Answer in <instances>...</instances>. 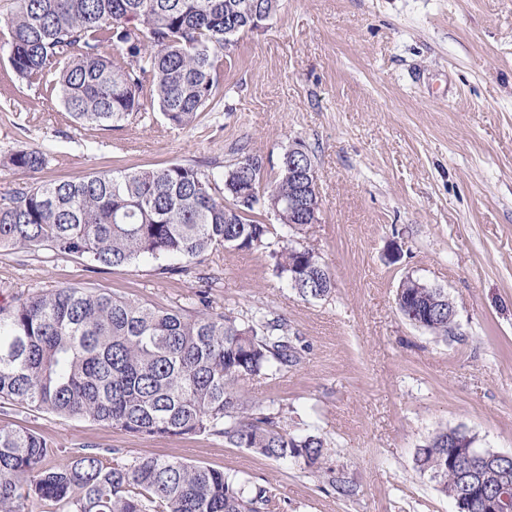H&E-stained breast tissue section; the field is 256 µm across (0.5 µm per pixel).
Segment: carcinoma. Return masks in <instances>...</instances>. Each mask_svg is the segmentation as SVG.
Instances as JSON below:
<instances>
[{"instance_id": "carcinoma-1", "label": "carcinoma", "mask_w": 512, "mask_h": 512, "mask_svg": "<svg viewBox=\"0 0 512 512\" xmlns=\"http://www.w3.org/2000/svg\"><path fill=\"white\" fill-rule=\"evenodd\" d=\"M280 0H16L0 19L8 63L18 78L58 98L67 119L115 127L158 106L169 123L194 125L213 102L224 53L236 36L257 30L256 16ZM48 150L26 147L4 164L36 173ZM288 163L274 176L246 154L221 171L171 163L78 181L25 184L0 204V249L45 248L86 256L111 269L143 260L160 275L191 276L199 291L187 308L69 284L0 305V403L16 401L62 417L89 419L144 438L213 435L277 461L320 464L327 448L317 431L288 430L281 413H263L245 384L299 362L286 319L268 307L218 308L210 297L207 257L226 247L267 250L276 274L305 300L334 288L311 248L282 235L271 248L263 222L269 198L285 207ZM413 325L448 336V304L436 288L411 283L397 293ZM452 434L442 428L417 448L414 465L453 502L499 486L512 489V456L483 449L498 462L472 492L448 465ZM52 444L37 433L0 424V512H31L28 502H55L67 512H267L268 491L207 466L141 457L135 464L85 451L45 468Z\"/></svg>"}]
</instances>
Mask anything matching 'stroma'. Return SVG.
Wrapping results in <instances>:
<instances>
[{"label":"stroma","instance_id":"35a3bbf8","mask_svg":"<svg viewBox=\"0 0 512 512\" xmlns=\"http://www.w3.org/2000/svg\"><path fill=\"white\" fill-rule=\"evenodd\" d=\"M7 40L1 29L0 161L44 145L37 180L64 181L175 161L222 168L249 153L272 175L302 143L320 210L292 238L335 280L329 297L306 301L261 251L227 248L206 268L215 303L268 305L295 334L299 364L246 395L285 414L291 431L318 430L328 443L320 468L213 436L143 439L0 405V424L53 442L47 465L115 448L127 463L176 458L265 487L275 512H455L416 470V449L448 427L512 454V0H280L261 28L239 36L217 106L187 128L152 107L116 130L72 125L56 99L13 75ZM155 268L0 250V304L73 284L189 306L195 279ZM408 278L448 292L455 336L436 338L400 314L396 293ZM329 468L344 472L352 495L321 477Z\"/></svg>","mask_w":512,"mask_h":512}]
</instances>
